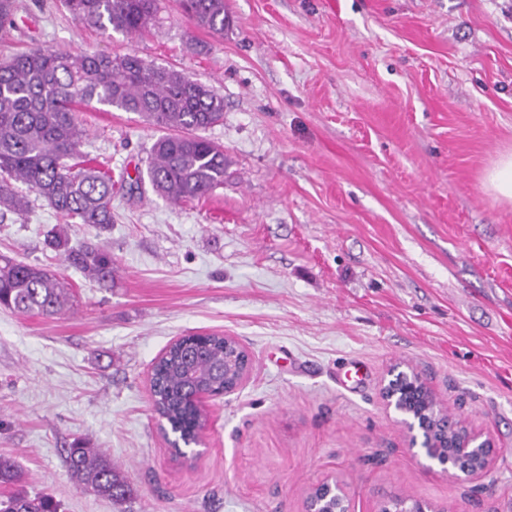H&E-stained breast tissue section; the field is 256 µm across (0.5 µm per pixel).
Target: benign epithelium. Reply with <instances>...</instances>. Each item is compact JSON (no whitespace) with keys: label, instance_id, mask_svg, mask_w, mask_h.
Returning <instances> with one entry per match:
<instances>
[{"label":"benign epithelium","instance_id":"7a95c632","mask_svg":"<svg viewBox=\"0 0 512 512\" xmlns=\"http://www.w3.org/2000/svg\"><path fill=\"white\" fill-rule=\"evenodd\" d=\"M249 369L248 364L240 368L232 361L225 362L224 388L220 390V394L229 395L238 391L245 384ZM389 376L390 379L382 389V398L386 407L400 416L409 447L419 449L423 457L429 461L427 469L444 473L452 470L458 478L468 483L485 478L490 472L495 453V446L490 437L456 419L453 428L458 432L456 446L459 448V454L467 455L474 452L480 456V463L468 466L461 459L441 453L438 442L431 437H425L424 432L430 428L436 432L437 437L448 438V412L444 410L435 417V420H430L427 409L408 405L411 397L418 392L430 398L434 397V393L424 381L419 377L412 379L401 376L396 368L389 371ZM215 396L217 393L210 390L209 384L194 381L191 401L196 407L205 408L206 400ZM161 430L176 457L188 460L200 455L198 447L204 445L205 428L196 429L195 439L187 442L177 436L170 437L164 426ZM304 512H352L351 500L345 485L334 477L314 484L306 495ZM376 512H438V508L425 500L391 495L379 501Z\"/></svg>","mask_w":512,"mask_h":512}]
</instances>
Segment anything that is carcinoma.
Wrapping results in <instances>:
<instances>
[{"mask_svg":"<svg viewBox=\"0 0 512 512\" xmlns=\"http://www.w3.org/2000/svg\"><path fill=\"white\" fill-rule=\"evenodd\" d=\"M198 28L224 37L230 26L224 0H177ZM80 24L104 34L142 36L158 23L160 0H63ZM20 0H0V36L16 25ZM101 106L135 112L162 131L147 166L152 189L176 202L200 201L224 185V148L201 132L224 121V96L214 86L135 54L62 52L33 47L0 63V213L22 215L29 198L16 183L47 202L62 224L45 245L103 288L112 287V253L91 242L71 244L70 224H112V177L79 153L85 129L78 109ZM71 285L36 264L0 256V307L20 315L54 317L71 310ZM224 339L185 337L153 367L157 411L188 437L202 422L188 397L192 376L221 387ZM66 464L76 482L123 506L134 490L112 460L76 441ZM19 466L0 456V512H59L48 496L30 495Z\"/></svg>","mask_w":512,"mask_h":512,"instance_id":"1","label":"carcinoma"}]
</instances>
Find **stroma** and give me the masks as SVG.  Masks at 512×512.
Masks as SVG:
<instances>
[{"label":"stroma","mask_w":512,"mask_h":512,"mask_svg":"<svg viewBox=\"0 0 512 512\" xmlns=\"http://www.w3.org/2000/svg\"><path fill=\"white\" fill-rule=\"evenodd\" d=\"M23 2L0 61L49 46L174 66L223 94L205 135L227 160L223 187L173 203L131 185L159 129L81 113V152L115 182L113 223L68 232L111 251L108 288L45 247L60 221L47 202L0 222V255L78 298L55 317L0 309V455L28 492L59 512H116L68 471L80 439L129 479L134 512H303L329 476L354 512L385 495L512 512V202L485 184L512 153V0H225L222 37L174 0L144 37ZM189 334L235 337L251 365L208 402L206 449L185 461L149 378ZM396 366L490 435L487 477L426 470L382 399Z\"/></svg>","instance_id":"1"}]
</instances>
